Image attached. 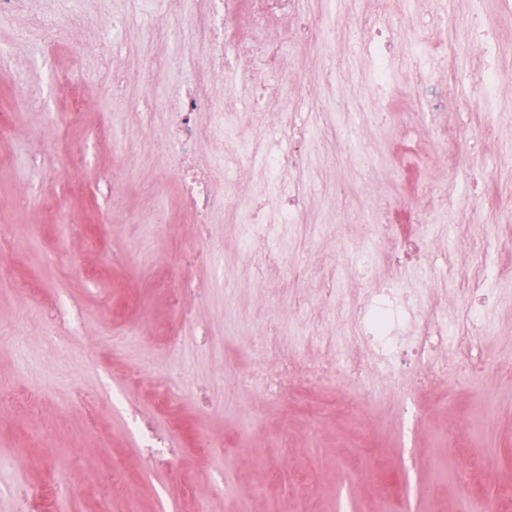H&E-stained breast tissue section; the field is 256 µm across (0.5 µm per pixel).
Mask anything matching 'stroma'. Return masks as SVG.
Listing matches in <instances>:
<instances>
[{
  "instance_id": "obj_1",
  "label": "stroma",
  "mask_w": 512,
  "mask_h": 512,
  "mask_svg": "<svg viewBox=\"0 0 512 512\" xmlns=\"http://www.w3.org/2000/svg\"><path fill=\"white\" fill-rule=\"evenodd\" d=\"M227 7V60L216 64L200 0H85L77 13L70 0H27L0 23V113L14 124L0 136L10 240L0 266L42 302L20 313L0 280V382L41 396L34 414L0 401V512H18L26 493L51 512H95L108 456L123 460L136 512H189L186 485L208 512H512L501 496L512 486V374H469L445 343L432 353L433 387L410 395L360 340L371 305L396 288L395 335L431 314L449 335L476 337L488 358L512 359V85L487 113L452 78L485 65L467 23L472 0ZM482 10L494 53L512 65V0H482ZM38 16L66 30L45 49ZM377 27L390 38L393 79L364 94ZM262 46L280 47V68ZM189 81L201 102L191 164L224 169V204L204 224L183 200L164 119ZM79 101L83 125L107 124L108 142L86 144L70 124ZM282 136L305 143L303 169L285 168L279 182L301 190L305 207L284 224L268 201L259 216L273 238L247 248L241 218L265 175L239 144ZM40 138L69 142L65 165L38 153ZM272 249L284 264L268 269ZM103 263L111 277L85 276ZM186 279L179 317L169 291ZM475 309L488 331L477 332ZM124 333L143 343L113 355L110 339ZM339 351L367 363L369 400L345 374L307 398L242 391L245 376H278L292 354L320 368ZM143 364L180 387L166 410L147 388H129ZM123 387L172 435L176 459L148 466L112 404ZM409 396L416 412L404 422ZM304 472L316 482H295ZM275 473L283 488L271 495Z\"/></svg>"
}]
</instances>
